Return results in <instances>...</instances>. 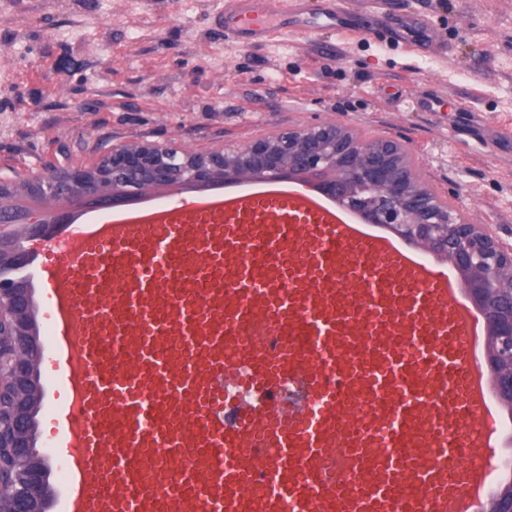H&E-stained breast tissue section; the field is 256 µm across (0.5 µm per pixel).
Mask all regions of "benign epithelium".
<instances>
[{
	"label": "benign epithelium",
	"instance_id": "1",
	"mask_svg": "<svg viewBox=\"0 0 512 512\" xmlns=\"http://www.w3.org/2000/svg\"><path fill=\"white\" fill-rule=\"evenodd\" d=\"M300 177L368 224H390L427 251L440 252L465 277L466 292L492 330L486 370L500 397H512V246L497 240L463 209L443 202L419 176L410 151L390 138L367 139L342 123L305 126L252 140L231 150L177 151L134 142L109 148L88 168L51 166L20 180L47 199L112 194L190 181H250ZM52 224L19 223L0 206V396L12 401L11 423L0 434L16 468L0 469L4 512H49L53 487L44 454L33 439L41 403L42 342L31 313L29 264L21 241L50 238Z\"/></svg>",
	"mask_w": 512,
	"mask_h": 512
}]
</instances>
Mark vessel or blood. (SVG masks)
Returning a JSON list of instances; mask_svg holds the SVG:
<instances>
[{
	"mask_svg": "<svg viewBox=\"0 0 512 512\" xmlns=\"http://www.w3.org/2000/svg\"><path fill=\"white\" fill-rule=\"evenodd\" d=\"M221 2L245 48L356 15ZM32 253L72 393L63 512H475L496 409L448 264L265 182L63 224Z\"/></svg>",
	"mask_w": 512,
	"mask_h": 512,
	"instance_id": "obj_1",
	"label": "vessel or blood"
}]
</instances>
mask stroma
<instances>
[{"label":"stroma","instance_id":"1","mask_svg":"<svg viewBox=\"0 0 512 512\" xmlns=\"http://www.w3.org/2000/svg\"><path fill=\"white\" fill-rule=\"evenodd\" d=\"M392 3L424 15L439 42L410 52L366 21L340 56L325 31L257 50L225 43L219 0H0V25L49 18L57 45L28 39L0 58V177L93 165L104 142L204 152L338 121L404 143L441 199L512 244V0ZM64 82L74 93L57 108ZM423 94L435 111L413 110ZM88 99L101 110L83 111ZM38 374L36 445L60 458L69 391L55 349Z\"/></svg>","mask_w":512,"mask_h":512}]
</instances>
